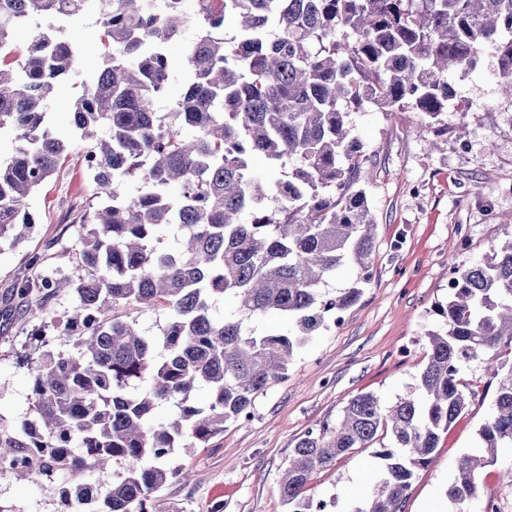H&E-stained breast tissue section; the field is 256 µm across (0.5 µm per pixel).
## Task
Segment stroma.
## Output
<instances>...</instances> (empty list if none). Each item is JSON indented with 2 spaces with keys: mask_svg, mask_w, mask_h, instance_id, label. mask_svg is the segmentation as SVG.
Wrapping results in <instances>:
<instances>
[{
  "mask_svg": "<svg viewBox=\"0 0 512 512\" xmlns=\"http://www.w3.org/2000/svg\"><path fill=\"white\" fill-rule=\"evenodd\" d=\"M65 38L81 50L77 74L60 84L49 120L69 145L62 168L30 199L34 224L17 243H0V439H22L33 398L19 336L29 324L13 292L33 254L37 271L53 277L80 271V219L99 201L81 159L89 148L64 118L67 106L103 65L97 14L69 20ZM457 102L436 138L419 112L386 115L373 106L352 110L351 125L373 156L363 181L376 220L371 278L341 324L310 336L284 380L255 401L249 421L227 424L202 444L185 437L171 455L190 481L171 479L153 493V512H285L279 482L295 443L307 431L336 423L348 400L371 392L392 402L412 391L427 353L426 335L443 329L436 309L448 301V260L471 263L512 236V101L499 93L496 61L483 56L469 74L454 76ZM492 395L476 398L440 437L432 463L418 471L405 512H450L448 484L460 456L492 410ZM373 449L356 451L313 473L308 492L327 512H350L376 482ZM55 474L17 479L0 469V512H68Z\"/></svg>",
  "mask_w": 512,
  "mask_h": 512,
  "instance_id": "1",
  "label": "stroma"
}]
</instances>
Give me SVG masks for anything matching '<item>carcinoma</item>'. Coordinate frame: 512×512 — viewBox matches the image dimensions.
I'll list each match as a JSON object with an SVG mask.
<instances>
[{
	"label": "carcinoma",
	"instance_id": "cac0c4a2",
	"mask_svg": "<svg viewBox=\"0 0 512 512\" xmlns=\"http://www.w3.org/2000/svg\"><path fill=\"white\" fill-rule=\"evenodd\" d=\"M195 2L191 18L186 0H0V132L15 144L0 163V240L34 224L30 195L68 155L48 115L79 50L33 22L94 10L107 47L104 67L71 106L73 124L94 141L88 171L103 197L81 219L82 273H26L15 284L42 318L62 293L75 298L66 322L50 325L74 340L78 356L29 358L35 416L23 429L37 426L40 442L0 440V465L19 477H64L78 510L95 501L97 512H152L151 494L182 474L170 458L184 436L205 443L224 424L249 420L308 337L357 302L376 221L359 187L373 155L353 133L351 110L412 107L437 122L448 111V74L468 73L481 53L496 59L512 98V0ZM176 43L186 82L171 65ZM177 85L171 111L159 115L155 100ZM255 156L281 177L255 173ZM168 226L183 232L170 251L152 244ZM448 264L446 329L429 334L414 391L389 405L358 394L336 424L300 438L279 484L286 512H325L307 495L312 474L382 436L391 446L376 452L378 480L353 512H404L417 471L476 396L462 380L474 361L495 384L492 413L457 464L448 502L466 512L480 498L482 470L512 448V240L481 262ZM349 266L354 284L324 292ZM227 295L240 318L216 315ZM139 308L165 311L159 335L123 314ZM268 318L285 328L244 326ZM198 389L209 395L202 407L189 404ZM164 403L177 405L176 418L156 415ZM108 465L121 468L111 486L80 481Z\"/></svg>",
	"mask_w": 512,
	"mask_h": 512
}]
</instances>
